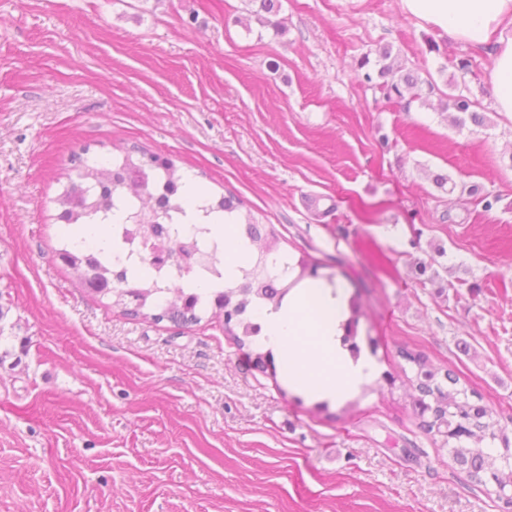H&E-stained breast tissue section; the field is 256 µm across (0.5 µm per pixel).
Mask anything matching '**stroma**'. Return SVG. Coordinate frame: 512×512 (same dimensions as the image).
I'll return each mask as SVG.
<instances>
[{
	"instance_id": "1",
	"label": "stroma",
	"mask_w": 512,
	"mask_h": 512,
	"mask_svg": "<svg viewBox=\"0 0 512 512\" xmlns=\"http://www.w3.org/2000/svg\"><path fill=\"white\" fill-rule=\"evenodd\" d=\"M280 4L277 35L256 0H0V512H507L418 428L397 357L454 372L512 437V120L492 59L401 0ZM385 48L432 82L427 103L364 81ZM456 89L485 125L440 111ZM133 148L359 290L395 384L319 413L223 320L87 293L55 253L58 193L72 155Z\"/></svg>"
}]
</instances>
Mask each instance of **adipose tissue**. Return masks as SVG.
I'll list each match as a JSON object with an SVG mask.
<instances>
[{
	"instance_id": "ef3b65f1",
	"label": "adipose tissue",
	"mask_w": 512,
	"mask_h": 512,
	"mask_svg": "<svg viewBox=\"0 0 512 512\" xmlns=\"http://www.w3.org/2000/svg\"><path fill=\"white\" fill-rule=\"evenodd\" d=\"M402 5L451 39L487 49L497 108L512 117V0H402ZM346 300L344 285L315 279L295 292L287 310L259 313L265 347L287 351L289 378L310 397L350 395L374 374L370 357L352 360L338 342Z\"/></svg>"
}]
</instances>
